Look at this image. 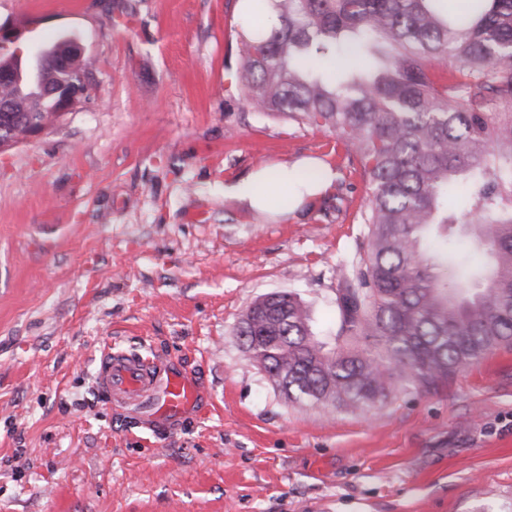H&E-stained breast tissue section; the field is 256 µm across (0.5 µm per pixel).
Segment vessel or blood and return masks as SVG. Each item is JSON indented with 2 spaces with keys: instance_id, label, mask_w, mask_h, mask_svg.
I'll list each match as a JSON object with an SVG mask.
<instances>
[{
  "instance_id": "obj_1",
  "label": "vessel or blood",
  "mask_w": 512,
  "mask_h": 512,
  "mask_svg": "<svg viewBox=\"0 0 512 512\" xmlns=\"http://www.w3.org/2000/svg\"><path fill=\"white\" fill-rule=\"evenodd\" d=\"M95 383L113 406L148 417H179L198 399L188 374L171 372L160 359L117 347L103 349Z\"/></svg>"
}]
</instances>
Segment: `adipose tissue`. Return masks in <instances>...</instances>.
<instances>
[{
    "label": "adipose tissue",
    "mask_w": 512,
    "mask_h": 512,
    "mask_svg": "<svg viewBox=\"0 0 512 512\" xmlns=\"http://www.w3.org/2000/svg\"><path fill=\"white\" fill-rule=\"evenodd\" d=\"M335 172L327 167L317 168L267 166L251 173L231 185L225 186L224 195L232 200L256 209H265L267 200L274 190L287 192L289 198L283 203V210H291L304 197L315 194L320 188L331 184Z\"/></svg>",
    "instance_id": "1"
}]
</instances>
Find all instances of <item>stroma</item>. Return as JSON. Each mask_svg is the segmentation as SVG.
<instances>
[{
  "label": "stroma",
  "mask_w": 512,
  "mask_h": 512,
  "mask_svg": "<svg viewBox=\"0 0 512 512\" xmlns=\"http://www.w3.org/2000/svg\"><path fill=\"white\" fill-rule=\"evenodd\" d=\"M241 0H0L23 48L69 36L88 96L0 152V512H512V347L368 411L288 402L236 334L290 292L335 335L366 184L336 134L249 111ZM330 165L285 214L225 199ZM191 373L173 424L112 407L107 345ZM336 173L324 166L317 168L266 166L231 185H225L224 197L263 210L273 190L285 192L293 189V195L280 206V212H288L305 196L315 194L324 185L331 184Z\"/></svg>",
  "instance_id": "35a3bbf8"
}]
</instances>
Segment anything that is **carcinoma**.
<instances>
[{
  "label": "carcinoma",
  "instance_id": "obj_1",
  "mask_svg": "<svg viewBox=\"0 0 512 512\" xmlns=\"http://www.w3.org/2000/svg\"><path fill=\"white\" fill-rule=\"evenodd\" d=\"M249 0L238 42L247 107L336 133L368 183L359 220L364 255L340 289L333 342L314 334L308 306L274 293V317L237 335L270 381L297 403L354 410L392 386L432 392L458 370L512 346V0ZM64 38L21 85L0 82V139L54 110L51 84L87 91L86 58ZM453 59L451 67L440 62ZM460 186L461 205H448ZM465 238L481 257L448 247ZM377 337L367 351L362 339Z\"/></svg>",
  "mask_w": 512,
  "mask_h": 512
}]
</instances>
